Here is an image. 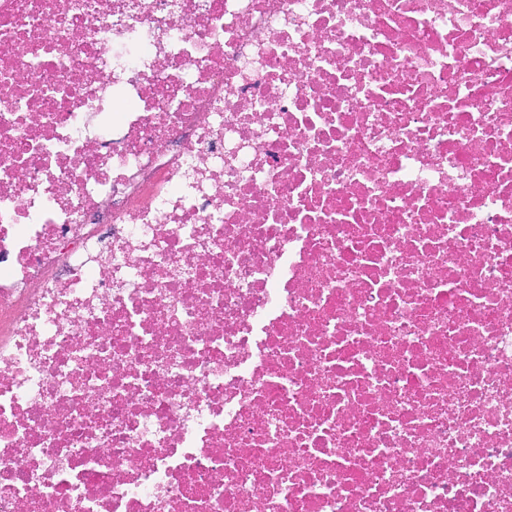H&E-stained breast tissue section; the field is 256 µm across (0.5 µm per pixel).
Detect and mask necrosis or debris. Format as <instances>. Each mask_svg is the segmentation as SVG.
<instances>
[{"label":"necrosis or debris","instance_id":"obj_1","mask_svg":"<svg viewBox=\"0 0 512 512\" xmlns=\"http://www.w3.org/2000/svg\"><path fill=\"white\" fill-rule=\"evenodd\" d=\"M0 512H512V0H0Z\"/></svg>","mask_w":512,"mask_h":512}]
</instances>
